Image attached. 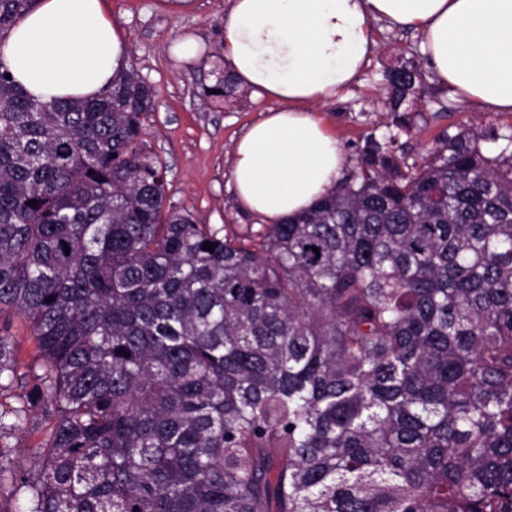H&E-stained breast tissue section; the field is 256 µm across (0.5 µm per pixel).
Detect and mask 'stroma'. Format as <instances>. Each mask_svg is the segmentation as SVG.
<instances>
[{
  "mask_svg": "<svg viewBox=\"0 0 512 512\" xmlns=\"http://www.w3.org/2000/svg\"><path fill=\"white\" fill-rule=\"evenodd\" d=\"M227 0H193L186 11H173L167 0H104L107 12L124 29L140 75L157 91V106L146 123V140L167 164L168 197L201 224L223 227L225 235L242 234L260 220L239 212L229 187L234 145L241 133L268 108V101L245 94L228 104L201 95L212 83L211 70L222 53ZM376 49L358 83L313 110L341 140L347 165H354L366 142L382 139L391 122L384 110L387 68L406 62L423 73L411 107V134L401 141L409 157L418 159L444 133L471 124L512 125V115L486 112L463 101L443 85L427 63L418 32L373 26ZM180 38L200 44L197 60L184 62L170 51Z\"/></svg>",
  "mask_w": 512,
  "mask_h": 512,
  "instance_id": "35a3bbf8",
  "label": "stroma"
}]
</instances>
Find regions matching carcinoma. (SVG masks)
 Returning a JSON list of instances; mask_svg holds the SVG:
<instances>
[{"mask_svg": "<svg viewBox=\"0 0 512 512\" xmlns=\"http://www.w3.org/2000/svg\"><path fill=\"white\" fill-rule=\"evenodd\" d=\"M33 3L0 0V39ZM8 73L0 317L40 362L18 373L0 334V512H512V127L412 162L372 139L308 210L231 239L167 203L135 63L49 103ZM213 75L204 97H235ZM385 77L408 129L421 73ZM37 412L30 476L12 438ZM12 336L18 349L19 371L25 372L27 369L38 362V346L33 336L31 326L20 317H11L7 321L0 320V329Z\"/></svg>", "mask_w": 512, "mask_h": 512, "instance_id": "carcinoma-1", "label": "carcinoma"}]
</instances>
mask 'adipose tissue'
<instances>
[{
	"mask_svg": "<svg viewBox=\"0 0 512 512\" xmlns=\"http://www.w3.org/2000/svg\"><path fill=\"white\" fill-rule=\"evenodd\" d=\"M377 21L418 30L443 83L512 114V0H229L224 65L241 89L277 103L235 144L242 210L276 224L334 189L343 148L311 107L359 78ZM129 57L103 0H37L0 40L12 79L41 102L100 95Z\"/></svg>",
	"mask_w": 512,
	"mask_h": 512,
	"instance_id": "ef3b65f1",
	"label": "adipose tissue"
}]
</instances>
